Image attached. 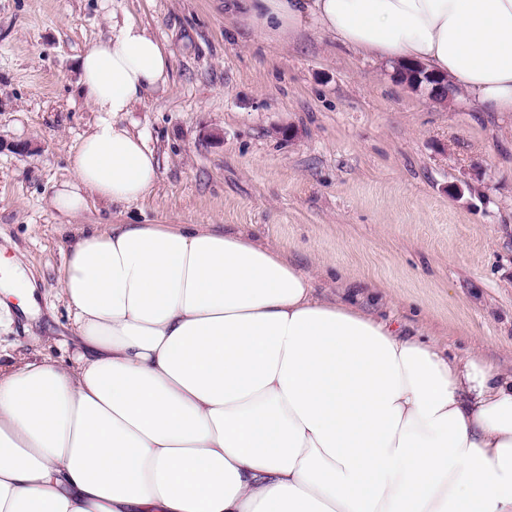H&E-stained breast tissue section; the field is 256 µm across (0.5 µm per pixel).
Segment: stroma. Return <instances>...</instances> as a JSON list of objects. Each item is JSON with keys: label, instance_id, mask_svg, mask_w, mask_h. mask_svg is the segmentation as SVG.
Here are the masks:
<instances>
[{"label": "stroma", "instance_id": "1", "mask_svg": "<svg viewBox=\"0 0 512 512\" xmlns=\"http://www.w3.org/2000/svg\"><path fill=\"white\" fill-rule=\"evenodd\" d=\"M116 15L169 59L168 87L117 117L160 175L140 201L67 218L50 198L102 118L78 62ZM171 219L248 235L314 271L321 299L512 371L511 113L439 101L310 24L256 37L225 22L224 0H0V258L21 264L37 303L0 310V363L71 357L67 224Z\"/></svg>", "mask_w": 512, "mask_h": 512}]
</instances>
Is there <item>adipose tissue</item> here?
<instances>
[{"label": "adipose tissue", "instance_id": "obj_1", "mask_svg": "<svg viewBox=\"0 0 512 512\" xmlns=\"http://www.w3.org/2000/svg\"><path fill=\"white\" fill-rule=\"evenodd\" d=\"M266 38L305 22L512 113V0H229ZM106 118L52 197L145 198L159 163L116 117L169 84L113 22L79 60ZM72 358L0 367V512H512V374L453 362L277 251L199 224H86L58 278Z\"/></svg>", "mask_w": 512, "mask_h": 512}]
</instances>
